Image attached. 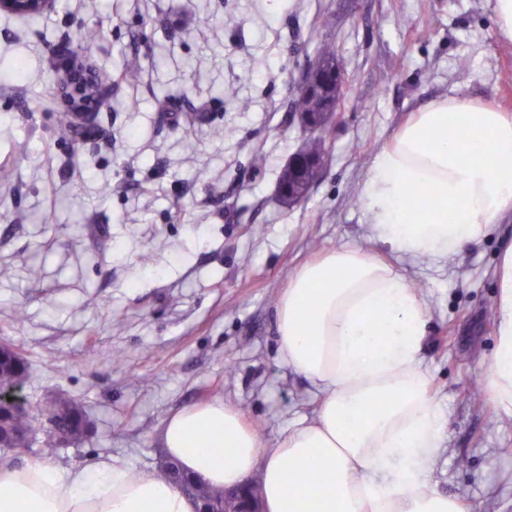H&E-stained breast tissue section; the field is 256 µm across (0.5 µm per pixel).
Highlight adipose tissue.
<instances>
[{
	"label": "adipose tissue",
	"mask_w": 512,
	"mask_h": 512,
	"mask_svg": "<svg viewBox=\"0 0 512 512\" xmlns=\"http://www.w3.org/2000/svg\"><path fill=\"white\" fill-rule=\"evenodd\" d=\"M390 252L445 258L512 216V113L455 93L426 104L376 153L363 187ZM495 348L483 390L512 415V243L496 272ZM427 309L390 261L327 250L288 278L280 351L321 398L316 415L267 446L241 409L216 400L165 416L168 458L232 489L259 474L262 512H468L432 487L445 419L421 366ZM176 484L106 457L66 467L0 464V512H198Z\"/></svg>",
	"instance_id": "adipose-tissue-1"
}]
</instances>
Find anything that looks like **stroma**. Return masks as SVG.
I'll return each instance as SVG.
<instances>
[{
    "label": "stroma",
    "instance_id": "stroma-1",
    "mask_svg": "<svg viewBox=\"0 0 512 512\" xmlns=\"http://www.w3.org/2000/svg\"><path fill=\"white\" fill-rule=\"evenodd\" d=\"M324 12L351 82L325 168L288 207L278 180L305 140L290 102ZM85 25L103 31L90 48L74 39ZM66 46L84 67L141 79L115 80L93 126L62 131L54 53ZM505 68L512 41L491 0H58L39 17L0 14V340L30 365L29 405L84 407L91 433L61 442L57 463L156 470L162 418L215 399L270 446L313 417L316 389L279 352L289 276L324 251L370 246L352 200L428 101L452 91L512 113ZM511 241L510 222L445 260L392 258L427 305L423 366L446 419L430 481L469 512H512V417L467 396L491 362L494 269Z\"/></svg>",
    "mask_w": 512,
    "mask_h": 512
}]
</instances>
